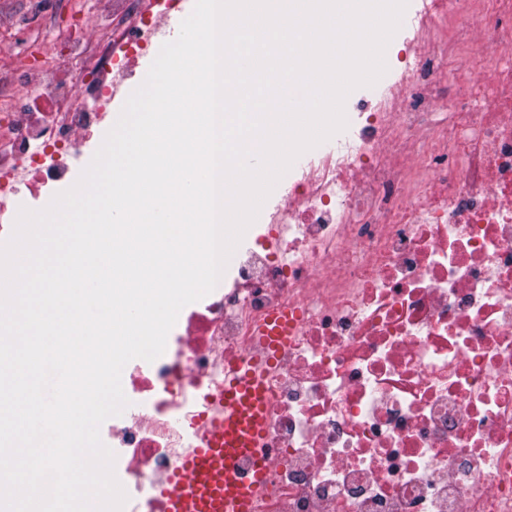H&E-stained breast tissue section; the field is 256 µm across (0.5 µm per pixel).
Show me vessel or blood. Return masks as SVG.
<instances>
[{"label":"vessel or blood","mask_w":512,"mask_h":512,"mask_svg":"<svg viewBox=\"0 0 512 512\" xmlns=\"http://www.w3.org/2000/svg\"><path fill=\"white\" fill-rule=\"evenodd\" d=\"M288 320L278 317L264 331V350L247 370L224 371V390L213 402L198 441L166 480L167 512H252L266 488L268 451L262 446V404L268 348L280 347ZM248 468H240V461Z\"/></svg>","instance_id":"obj_1"}]
</instances>
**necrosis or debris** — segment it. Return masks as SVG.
Returning <instances> with one entry per match:
<instances>
[{
  "label": "necrosis or debris",
  "mask_w": 512,
  "mask_h": 512,
  "mask_svg": "<svg viewBox=\"0 0 512 512\" xmlns=\"http://www.w3.org/2000/svg\"><path fill=\"white\" fill-rule=\"evenodd\" d=\"M393 43L402 67L365 89L339 150L291 170L266 231L177 319L150 373L125 366L145 400L112 421L123 512H164L162 487L276 313L288 341L265 376L271 450L255 512H512V0H408ZM488 59L449 95L458 43ZM82 40L49 86L92 106L11 115L0 218L20 173L57 183L104 131L112 85L82 75ZM452 101V122L437 106Z\"/></svg>",
  "instance_id": "4bbe7bcc"
}]
</instances>
